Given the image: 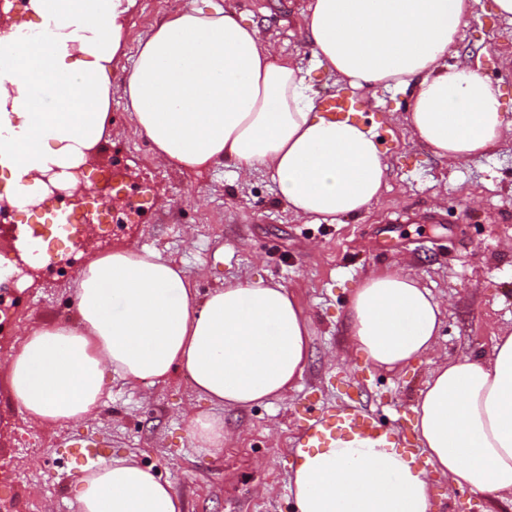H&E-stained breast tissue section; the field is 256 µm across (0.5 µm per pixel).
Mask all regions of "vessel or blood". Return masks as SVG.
Listing matches in <instances>:
<instances>
[{
	"label": "vessel or blood",
	"mask_w": 512,
	"mask_h": 512,
	"mask_svg": "<svg viewBox=\"0 0 512 512\" xmlns=\"http://www.w3.org/2000/svg\"><path fill=\"white\" fill-rule=\"evenodd\" d=\"M322 108L332 116L353 117L356 111L354 100L348 95L336 92L328 95ZM385 432L374 414L352 404L321 410L306 418L302 433L296 445L300 448L321 446L330 438L359 437L381 438Z\"/></svg>",
	"instance_id": "1"
}]
</instances>
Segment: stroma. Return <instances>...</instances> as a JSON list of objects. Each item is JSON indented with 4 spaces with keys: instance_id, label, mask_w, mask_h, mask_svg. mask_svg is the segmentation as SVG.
Returning <instances> with one entry per match:
<instances>
[{
    "instance_id": "obj_1",
    "label": "stroma",
    "mask_w": 512,
    "mask_h": 512,
    "mask_svg": "<svg viewBox=\"0 0 512 512\" xmlns=\"http://www.w3.org/2000/svg\"><path fill=\"white\" fill-rule=\"evenodd\" d=\"M195 0H138L126 25V55L114 67L109 111L114 136L103 144L98 169L118 170L108 195L119 221L113 236L95 230L53 240L52 253L81 249L100 256L103 241L158 251L195 276L199 292L255 278L282 284L310 320L307 366L296 388L247 409L211 408L175 373L164 384L136 385L116 378L97 417L48 431L30 426L0 377V501L8 512H72L70 490L78 470L67 457L75 438L94 435L103 459L126 455L153 467L183 498L186 512H297L290 477L294 443L307 411L354 399L384 429L412 434L413 405L428 378L421 359L406 367L376 369L349 354L346 315L351 295L367 274L405 267L442 306L441 358L491 355L497 336L512 331V143L454 169L434 157L402 125L408 97L378 91L370 103L388 131L383 158L389 179L377 202L356 216L312 224L288 212L278 187L257 172L246 179L217 166L202 174L152 158L151 143L125 110L123 87L137 43L152 27ZM306 0H236L257 23L263 42L309 63L298 36ZM512 24L491 0L475 16L449 63L479 62L501 87L512 115ZM73 283L32 275L0 322V360L28 328L72 320ZM215 411L224 420V453L214 457L190 439L184 414Z\"/></svg>"
}]
</instances>
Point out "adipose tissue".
I'll use <instances>...</instances> for the list:
<instances>
[{"mask_svg":"<svg viewBox=\"0 0 512 512\" xmlns=\"http://www.w3.org/2000/svg\"><path fill=\"white\" fill-rule=\"evenodd\" d=\"M137 0H34L53 22L48 40L0 37V166L15 200L43 194L52 168L85 163L112 136L111 73L126 16ZM476 0H308L304 66L263 44L230 0H201L141 39L124 86L135 129L159 160L198 173L262 171L301 219L333 223L378 200L388 178L374 134L321 116L311 73L321 68L363 98L409 96L407 125L449 167L512 137L499 87L479 66L449 64ZM47 91L49 107L36 105ZM73 321L33 329L4 374L29 422L87 420L110 376L165 382L184 372L218 406L281 397L302 378L309 321L283 285L229 284L198 296L184 270L149 249L125 247L91 260L75 281ZM442 310L401 268L372 271L347 316L356 354L396 369L436 351ZM426 455L372 439H336L300 452L291 484L298 512H431L429 472L449 489L512 502V333L490 356L437 364L414 408ZM75 512H184L166 482L128 456L75 482Z\"/></svg>","mask_w":512,"mask_h":512,"instance_id":"adipose-tissue-1","label":"adipose tissue"}]
</instances>
